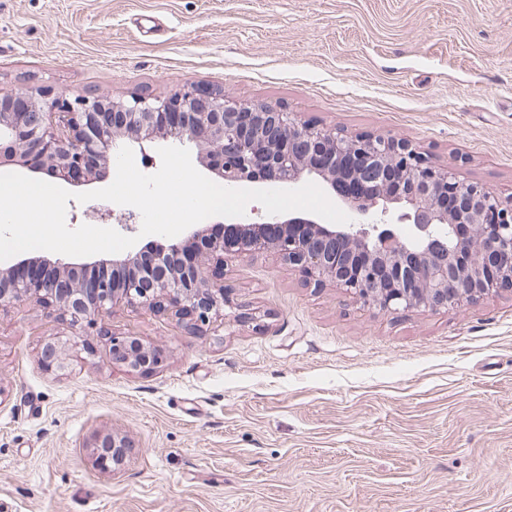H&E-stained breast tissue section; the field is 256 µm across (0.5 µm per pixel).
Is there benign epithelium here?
Wrapping results in <instances>:
<instances>
[{"instance_id": "7a95c632", "label": "benign epithelium", "mask_w": 512, "mask_h": 512, "mask_svg": "<svg viewBox=\"0 0 512 512\" xmlns=\"http://www.w3.org/2000/svg\"><path fill=\"white\" fill-rule=\"evenodd\" d=\"M173 138L226 187L314 182L354 216L323 224L305 214L260 223H226L224 235L194 230L183 241L150 242L135 253L92 262L112 278L90 279L88 264L53 263L48 277L0 270V311L25 300L55 313L68 328L41 351L50 371L67 367L63 351L91 356L85 336L117 306L169 314L198 336L224 323L231 304L224 260L272 252L316 287L326 282L362 306L384 312L463 307L512 289V200L427 164L400 140L344 138L295 113L241 103L221 90L186 85L168 95L69 100L26 89L0 95V165L40 172L64 183L102 178L120 143L145 152ZM411 224L415 234L401 228ZM112 362L134 373L160 367L164 352L137 337L99 330ZM94 462L119 466L131 442L97 435Z\"/></svg>"}]
</instances>
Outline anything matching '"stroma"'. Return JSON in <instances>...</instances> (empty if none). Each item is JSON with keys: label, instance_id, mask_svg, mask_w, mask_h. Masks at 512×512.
<instances>
[{"label": "stroma", "instance_id": "35a3bbf8", "mask_svg": "<svg viewBox=\"0 0 512 512\" xmlns=\"http://www.w3.org/2000/svg\"><path fill=\"white\" fill-rule=\"evenodd\" d=\"M193 84L409 142L512 196V0H0V93ZM224 323L114 309L161 348L45 370L53 314L0 311V512H512V292L381 312L228 259ZM133 442L105 471L93 435Z\"/></svg>", "mask_w": 512, "mask_h": 512}]
</instances>
